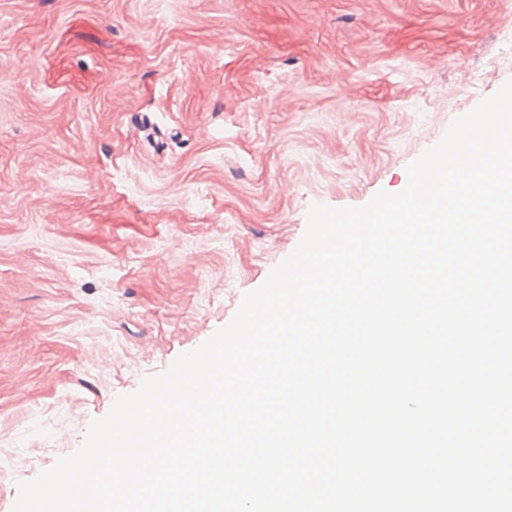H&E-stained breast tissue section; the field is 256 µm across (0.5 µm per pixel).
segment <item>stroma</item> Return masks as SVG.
<instances>
[{
	"label": "stroma",
	"instance_id": "obj_1",
	"mask_svg": "<svg viewBox=\"0 0 512 512\" xmlns=\"http://www.w3.org/2000/svg\"><path fill=\"white\" fill-rule=\"evenodd\" d=\"M512 0H0V512L233 318L311 205L512 79Z\"/></svg>",
	"mask_w": 512,
	"mask_h": 512
}]
</instances>
